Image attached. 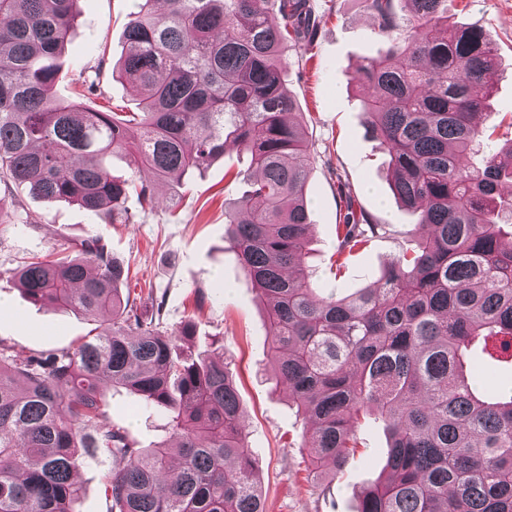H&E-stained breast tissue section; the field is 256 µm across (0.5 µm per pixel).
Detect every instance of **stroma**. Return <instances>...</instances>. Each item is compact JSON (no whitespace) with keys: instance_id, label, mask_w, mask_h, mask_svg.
<instances>
[{"instance_id":"35a3bbf8","label":"stroma","mask_w":512,"mask_h":512,"mask_svg":"<svg viewBox=\"0 0 512 512\" xmlns=\"http://www.w3.org/2000/svg\"><path fill=\"white\" fill-rule=\"evenodd\" d=\"M319 27L312 44L287 48L285 84L302 114L315 163L308 177L312 253L309 263L319 287L347 295L377 280L401 255L420 219L400 207L389 186L387 157L366 132L364 90L353 82L363 58L386 52L389 43L374 31L365 0H312ZM135 0H80L71 42L62 61L89 85L83 101L98 109L132 112L136 100L112 67L125 50L124 29ZM450 20L483 28L498 54L496 89L483 118L490 143L503 141L502 119L512 116V0H451ZM245 153L226 151L182 194L156 189L160 201L142 210L137 198L126 207L125 224L96 221L78 205L48 202L24 189L5 193L8 215L0 220V346L26 357L74 345L98 320L72 310L33 305L12 277L34 256L69 250L99 235L129 269L123 292L141 306H162L164 329L193 323L195 352L223 359L233 372L244 412L247 441L266 497L268 512H357L361 488L374 482L386 463L382 423L367 419L358 429L361 445L343 473L320 481L308 469L306 419L286 388L276 386L268 367L269 329L264 306L231 248L224 224L225 201L240 196L237 173ZM374 215L388 231L374 237L342 270L331 266L336 224L346 200ZM113 425L125 428L140 447L168 438V419L159 409L138 407L124 388L107 392ZM111 458L77 461L83 494L78 512H109L105 476Z\"/></svg>"}]
</instances>
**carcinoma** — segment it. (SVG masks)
Returning <instances> with one entry per match:
<instances>
[{"label": "carcinoma", "instance_id": "1", "mask_svg": "<svg viewBox=\"0 0 512 512\" xmlns=\"http://www.w3.org/2000/svg\"><path fill=\"white\" fill-rule=\"evenodd\" d=\"M78 0H0V182L127 220L132 195L154 208L155 182L181 183L228 149L249 155L247 189L224 224L267 301L271 371L310 424L315 477H336L373 416L387 432L386 474L359 493L358 512H512V138L474 168L479 116L495 85L496 50L476 25L448 23V0H365L388 52L354 81L361 111L389 156L391 190L421 212L416 245L375 285L323 293L307 270L310 143L284 87L287 43L314 39L310 0H140L115 71L136 112L59 100L53 86ZM131 157L152 179L113 177ZM384 225L347 202L336 267ZM13 277L34 305L107 325L42 356L0 348V512H75L76 458L112 457L110 512H267L238 391L224 361L181 348L189 327L161 331L160 312L123 297V263L99 237ZM27 380L25 390L15 385ZM168 412L170 439L142 448L111 424L106 391Z\"/></svg>", "mask_w": 512, "mask_h": 512}]
</instances>
